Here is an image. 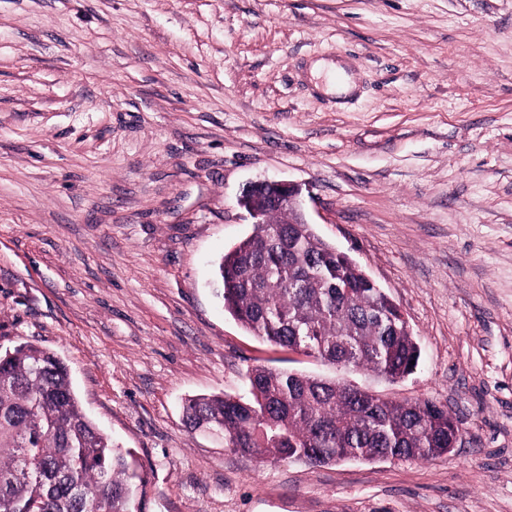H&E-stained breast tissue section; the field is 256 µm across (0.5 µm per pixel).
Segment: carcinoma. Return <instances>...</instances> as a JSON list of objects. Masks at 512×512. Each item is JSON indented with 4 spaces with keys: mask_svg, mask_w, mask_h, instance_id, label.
Here are the masks:
<instances>
[{
    "mask_svg": "<svg viewBox=\"0 0 512 512\" xmlns=\"http://www.w3.org/2000/svg\"><path fill=\"white\" fill-rule=\"evenodd\" d=\"M264 223L224 253L216 295L256 336L322 363L390 381L416 368L420 348L399 308L344 262L310 224L267 205ZM248 395H194L190 430L224 432V447L275 464L347 459L429 461L460 435L429 400L384 399L343 380L255 365ZM148 477L84 414L65 363L21 343L0 354V512H144Z\"/></svg>",
    "mask_w": 512,
    "mask_h": 512,
    "instance_id": "carcinoma-1",
    "label": "carcinoma"
}]
</instances>
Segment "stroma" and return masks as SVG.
Returning <instances> with one entry per match:
<instances>
[{
    "label": "stroma",
    "mask_w": 512,
    "mask_h": 512,
    "mask_svg": "<svg viewBox=\"0 0 512 512\" xmlns=\"http://www.w3.org/2000/svg\"><path fill=\"white\" fill-rule=\"evenodd\" d=\"M265 178L417 339L411 375L348 381L447 408L451 453L265 465L187 430L253 365L334 374L215 296ZM24 342L136 451L146 512H512V0H0V352ZM336 72L337 76L343 73V69L334 63L317 61L312 64L310 74L315 79H324L321 85L316 84V87L321 88L327 94H343L348 91L347 84L342 82H334L333 76Z\"/></svg>",
    "instance_id": "35a3bbf8"
}]
</instances>
